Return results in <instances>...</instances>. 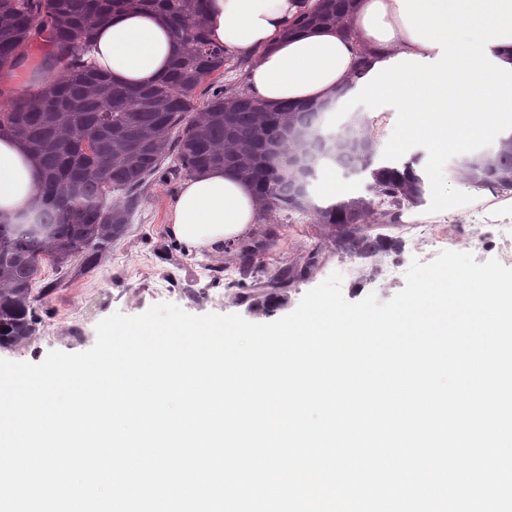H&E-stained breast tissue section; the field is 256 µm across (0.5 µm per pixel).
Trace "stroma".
Instances as JSON below:
<instances>
[{
	"instance_id": "stroma-1",
	"label": "stroma",
	"mask_w": 512,
	"mask_h": 512,
	"mask_svg": "<svg viewBox=\"0 0 512 512\" xmlns=\"http://www.w3.org/2000/svg\"><path fill=\"white\" fill-rule=\"evenodd\" d=\"M355 115L363 119L364 130L375 141L377 161L414 159L421 171H428L429 149L420 138L405 137L403 113H372L368 100L354 93L327 113L325 124L336 131ZM495 144V138L483 137L449 153L437 182L427 183L422 203L403 208L399 221L383 228V235L398 241V249L372 258L338 249L328 227L317 223L314 216L290 220L279 212L265 217V226L274 231L258 256L266 273L283 266L312 268L289 290L287 304L267 316L255 313L249 302L231 301V294L239 288V275L226 253L191 254L170 238L169 212L185 178L160 170L145 187L127 233L95 267L81 274L73 265L59 268L44 263L33 285L38 297L33 335L24 346L0 349V359L38 363L52 350H89L102 319L117 312L138 315L164 302L192 315L238 314L255 323L274 321L291 313L306 292L335 271L344 276L343 294L348 301L372 293L384 302L404 287L412 260L426 263L438 255V248L420 247V230L426 224L447 227L452 235L450 250L471 253L479 263L496 258L512 267V251L501 253L496 244L498 237L512 235V192L475 189L457 172L465 158L491 153ZM480 214L491 216L497 225L495 235L478 236L475 222Z\"/></svg>"
}]
</instances>
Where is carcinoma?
<instances>
[{
    "label": "carcinoma",
    "instance_id": "cac0c4a2",
    "mask_svg": "<svg viewBox=\"0 0 512 512\" xmlns=\"http://www.w3.org/2000/svg\"><path fill=\"white\" fill-rule=\"evenodd\" d=\"M353 7V0H314L296 25L336 26ZM127 8L164 15L180 41L165 79L136 90L114 85L84 60L95 26ZM204 29L202 0H0V73L23 66L36 46L49 75L36 99L19 93L0 108V130L22 139L44 174L29 211L40 231L0 214V349L30 339L39 301L32 286L44 262L62 267L108 254L172 152L174 174L236 171L253 185L260 214H312L338 232L336 246L345 252L367 258L396 246L368 236L364 225L394 224L404 206L421 202L425 179L418 160L376 162L373 139L354 127L324 135L318 104L270 108L215 86L201 115L190 117L194 91L225 62L226 51L209 42ZM275 151L299 153L313 173L322 166L365 173L371 195L318 205L277 168ZM471 160L461 170L470 186L512 191V132L498 136L492 153ZM260 250L244 240L228 252L254 285L252 307L268 314L284 304L298 274L281 267L266 281L257 278Z\"/></svg>",
    "mask_w": 512,
    "mask_h": 512
}]
</instances>
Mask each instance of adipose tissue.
I'll return each mask as SVG.
<instances>
[{
	"mask_svg": "<svg viewBox=\"0 0 512 512\" xmlns=\"http://www.w3.org/2000/svg\"><path fill=\"white\" fill-rule=\"evenodd\" d=\"M307 0H208L206 30L225 51L252 58L248 92L271 106L357 91L375 112H410L432 167L512 112V0H356L344 26L292 30ZM179 40L159 13H114L86 57L115 84L138 89L168 73ZM43 180L10 135L0 136V213L29 210ZM259 215L241 175L212 169L176 197L168 234L189 252L216 253Z\"/></svg>",
	"mask_w": 512,
	"mask_h": 512,
	"instance_id": "adipose-tissue-1",
	"label": "adipose tissue"
}]
</instances>
